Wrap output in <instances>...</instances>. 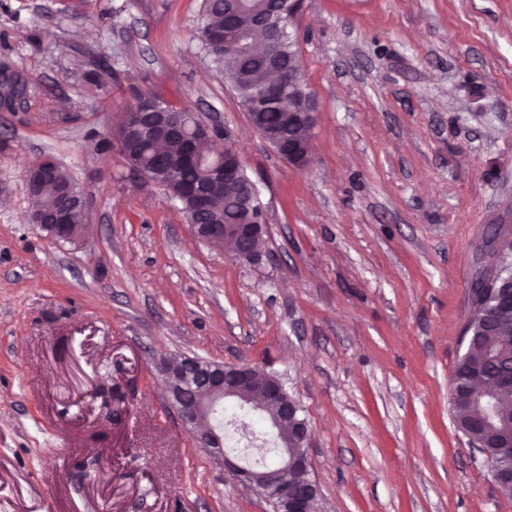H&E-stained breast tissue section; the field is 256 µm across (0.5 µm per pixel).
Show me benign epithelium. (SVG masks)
<instances>
[{
  "instance_id": "obj_1",
  "label": "benign epithelium",
  "mask_w": 512,
  "mask_h": 512,
  "mask_svg": "<svg viewBox=\"0 0 512 512\" xmlns=\"http://www.w3.org/2000/svg\"><path fill=\"white\" fill-rule=\"evenodd\" d=\"M274 7L288 14V40L298 37L297 19L303 8V0H273ZM288 86L293 88L295 105L288 113V125L296 128L294 138L283 141L280 137L257 126L262 139L267 142L289 166L303 170L311 166L313 154L307 140L313 139L316 126V104L304 75L297 63H288ZM29 84H20L14 69L0 62V108L9 109L27 93ZM136 125L151 136L154 144L167 145L173 128L157 125L152 112H124L119 125L111 129L107 139L119 154L126 152L125 136L130 125ZM219 125L203 120L188 129V143L183 154L166 161L170 167L187 163H200L210 157L206 180L202 187L193 190V201L183 207L192 233L200 240L216 247L225 248L227 242H237L229 250L235 258L258 263L263 259L261 243L266 234L267 223L256 224H204L198 216L210 210L213 204L224 197L242 168L241 152L229 133H224V147L204 152L201 145L217 142ZM55 173V161L43 157L34 163L26 175L27 193H32L35 182L48 181ZM243 206L248 210L263 207L258 184L247 179L238 186ZM87 208L83 193L74 185L68 186L57 196L50 208L30 211V222L39 226L56 240L66 238L74 241L79 236H66V228L72 223L75 212ZM512 244V226L496 224L484 237V252L491 257L501 255L503 249ZM499 287L496 265L484 263L479 273L470 282L471 307L479 306L483 293ZM157 369L164 377L167 393L183 426L193 433L196 442L207 449L217 460L230 466L239 480L255 492L271 497L277 512H315L318 488L311 478V463L308 454L311 431L307 421L297 417L299 407L286 391L281 380L266 374L254 375L247 363L232 365L217 364L194 358H182L176 362L163 359ZM490 390L468 391L471 401L485 404L483 423H492L503 414L497 403L487 399ZM236 400L249 409L267 415L269 427L277 439L280 466L274 471L244 468L233 463L224 453V436L212 422V415L226 401Z\"/></svg>"
}]
</instances>
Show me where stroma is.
Masks as SVG:
<instances>
[{
  "mask_svg": "<svg viewBox=\"0 0 512 512\" xmlns=\"http://www.w3.org/2000/svg\"><path fill=\"white\" fill-rule=\"evenodd\" d=\"M203 0H0V512H274L197 447L159 359L248 360L312 433L318 512H512L450 380L478 249L512 225V0H305L314 163L288 165L190 33ZM117 81L89 80L87 55ZM229 129L268 260L192 235L96 147L132 89ZM52 155L91 203L77 244L28 215ZM29 88V81L25 84L18 82L14 69L6 68L0 62V108L9 109L19 99L23 98Z\"/></svg>",
  "mask_w": 512,
  "mask_h": 512,
  "instance_id": "obj_1",
  "label": "stroma"
}]
</instances>
